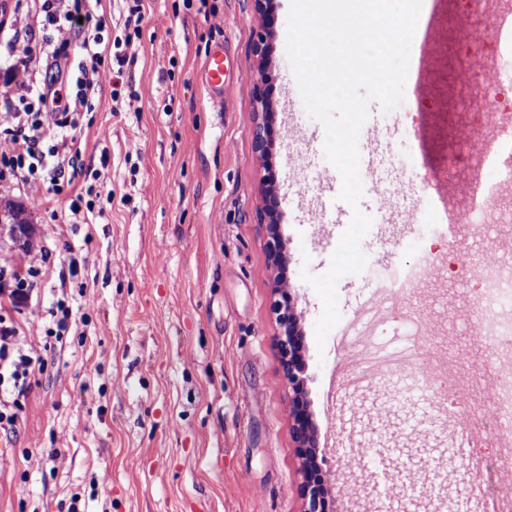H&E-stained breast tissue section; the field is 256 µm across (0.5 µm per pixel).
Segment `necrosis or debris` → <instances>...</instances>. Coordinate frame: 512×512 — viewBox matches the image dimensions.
<instances>
[{"mask_svg":"<svg viewBox=\"0 0 512 512\" xmlns=\"http://www.w3.org/2000/svg\"><path fill=\"white\" fill-rule=\"evenodd\" d=\"M459 60L456 82L464 98V129L475 141L487 137L512 134V50L503 47L500 36L487 34L481 43H474L465 31L456 35ZM498 76L495 84L484 81L486 73ZM449 174L477 171L484 175L493 189L489 215H482L470 207L456 213L458 223L467 225L472 235L484 237L494 234L512 237V159L487 165L475 151L454 150L447 158ZM447 275L449 280H464L476 294L477 331L483 345L496 358L495 385L486 391L480 380L471 375L461 350L446 333L434 332L419 313L404 303L433 274ZM379 312L365 321L367 327H376L384 315H395L401 326L403 345L391 353L383 369L389 377L411 372L419 363L415 349L419 343L436 348L447 346L448 358L454 361L456 373L448 380L449 392L464 391L469 399L468 426L481 429L485 446L495 448L493 458L478 462L480 472L491 474L512 465V258L490 257L476 251L442 259L432 253L406 268L394 270L379 280Z\"/></svg>","mask_w":512,"mask_h":512,"instance_id":"1","label":"necrosis or debris"}]
</instances>
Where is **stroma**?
<instances>
[{"label":"stroma","instance_id":"obj_1","mask_svg":"<svg viewBox=\"0 0 512 512\" xmlns=\"http://www.w3.org/2000/svg\"><path fill=\"white\" fill-rule=\"evenodd\" d=\"M274 3L266 72L276 139L264 163L253 149L254 0H143L133 35L125 30L130 0H96L107 35L131 43L122 79L103 87L77 135L82 168L60 195L0 185V209L22 211L36 246L53 252L27 307L0 305L23 348L44 361L15 431L0 430V512H301L260 216L268 172L292 257L287 279L299 299L310 409L328 452L336 512H379L405 494L417 512L438 496L459 501L461 512H486L512 490V472H501L482 478L479 495L465 494L466 460L446 450L452 427L426 396L411 394L407 380L374 371L372 387L332 398V373L364 366L342 352L335 334L317 343L322 302L301 274L325 273L346 230L322 223L316 201L342 178L325 156L323 126L285 97L296 82L286 54L290 0ZM423 18L430 37L411 48L423 60V78L399 106L413 120L392 126L383 155L445 182L452 209L468 204L475 182L444 166L455 114L451 37L454 28L479 32L483 25L460 16L457 0H428ZM43 24L36 0H7L0 43L41 41ZM219 49L224 94L212 103L198 74ZM96 169L107 177L100 214L88 224L63 223ZM379 189L392 196L394 218L374 208ZM414 192L397 168L364 185L359 208L372 219L360 244L367 262L337 284L341 321L371 306L381 274L419 252L413 235L435 218L414 209ZM66 244L78 255L74 276L64 273ZM469 296L432 278L409 305L443 329ZM60 299L73 317L58 342L47 335V310ZM53 449L59 460H51ZM430 468L443 475L431 491L421 486Z\"/></svg>","mask_w":512,"mask_h":512}]
</instances>
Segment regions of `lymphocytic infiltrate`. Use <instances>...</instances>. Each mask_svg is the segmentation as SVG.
<instances>
[{
    "label": "lymphocytic infiltrate",
    "mask_w": 512,
    "mask_h": 512,
    "mask_svg": "<svg viewBox=\"0 0 512 512\" xmlns=\"http://www.w3.org/2000/svg\"><path fill=\"white\" fill-rule=\"evenodd\" d=\"M41 10L52 27L41 42L11 40L5 52L12 61L6 90L0 95V182H7L29 194L51 185L63 193L71 184L67 166L76 165L80 151L68 131L77 130L85 114L95 109L94 97L104 82L112 80L115 66L123 56L111 57L101 50L102 33L107 25L94 14L88 0H41ZM79 42L83 55L76 72L66 73L65 83L72 94L60 95L51 86H39L37 60L65 59L72 42ZM48 251L0 263V296L12 305L25 304ZM13 322L0 316V385L8 384L12 398L0 399V429H14L19 397L42 359L31 357L15 342Z\"/></svg>",
    "instance_id": "f902f5d3"
}]
</instances>
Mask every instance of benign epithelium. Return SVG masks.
<instances>
[{"instance_id":"obj_1","label":"benign epithelium","mask_w":512,"mask_h":512,"mask_svg":"<svg viewBox=\"0 0 512 512\" xmlns=\"http://www.w3.org/2000/svg\"><path fill=\"white\" fill-rule=\"evenodd\" d=\"M261 20L260 31L253 43V52L259 63L255 84L257 104L256 125L253 142L254 151L261 160L266 159L270 148V137L275 121L266 88L264 87V62L268 53V35L272 21V0H255ZM263 184V214L267 231L265 244L268 266L274 273L273 293L277 296L272 303L278 332L275 337L280 366L288 381L290 396L291 435L297 457L300 460V495L304 508L302 512H331V496L319 462L320 448L316 428L306 400L307 364L306 344L298 311V298L284 280L286 269L291 262L286 242L278 224L277 200L272 180L265 176Z\"/></svg>"}]
</instances>
